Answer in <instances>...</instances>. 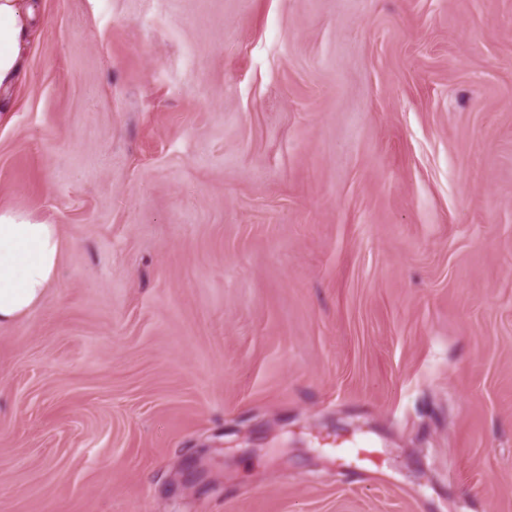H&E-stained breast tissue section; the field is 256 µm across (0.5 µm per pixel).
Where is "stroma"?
<instances>
[{
    "instance_id": "35a3bbf8",
    "label": "stroma",
    "mask_w": 512,
    "mask_h": 512,
    "mask_svg": "<svg viewBox=\"0 0 512 512\" xmlns=\"http://www.w3.org/2000/svg\"><path fill=\"white\" fill-rule=\"evenodd\" d=\"M40 9L0 512H512V0ZM63 246L58 225L0 209V326L23 318L42 301Z\"/></svg>"
}]
</instances>
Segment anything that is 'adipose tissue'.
I'll return each mask as SVG.
<instances>
[{
	"label": "adipose tissue",
	"mask_w": 512,
	"mask_h": 512,
	"mask_svg": "<svg viewBox=\"0 0 512 512\" xmlns=\"http://www.w3.org/2000/svg\"><path fill=\"white\" fill-rule=\"evenodd\" d=\"M39 23L36 0H0V112L26 73L27 52ZM64 240L58 225L0 209V326L26 316L54 282Z\"/></svg>",
	"instance_id": "obj_1"
}]
</instances>
